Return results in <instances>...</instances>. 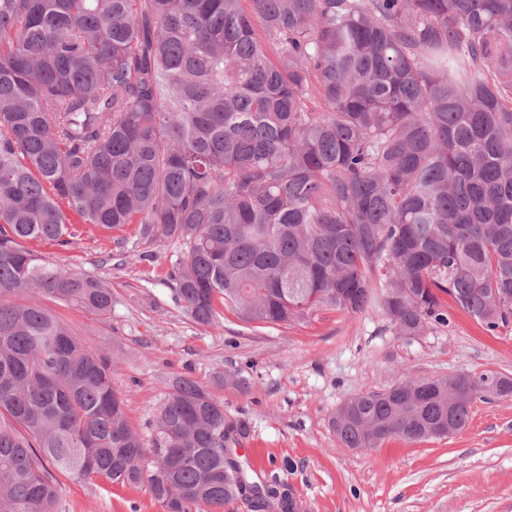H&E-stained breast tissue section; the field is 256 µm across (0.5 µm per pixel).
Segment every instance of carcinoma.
<instances>
[{
    "label": "carcinoma",
    "mask_w": 512,
    "mask_h": 512,
    "mask_svg": "<svg viewBox=\"0 0 512 512\" xmlns=\"http://www.w3.org/2000/svg\"><path fill=\"white\" fill-rule=\"evenodd\" d=\"M74 224L178 242L173 298L204 326L378 305L416 336L446 297L508 323L512 0H0V512H54L59 474L145 483L165 512H297L187 376L144 446L110 360L42 303L104 316L112 289L24 246ZM461 385L362 392L331 427L347 448L446 437Z\"/></svg>",
    "instance_id": "1"
}]
</instances>
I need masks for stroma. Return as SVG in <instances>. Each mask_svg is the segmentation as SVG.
Returning <instances> with one entry per match:
<instances>
[{"mask_svg":"<svg viewBox=\"0 0 512 512\" xmlns=\"http://www.w3.org/2000/svg\"><path fill=\"white\" fill-rule=\"evenodd\" d=\"M63 267L97 275L112 290V314L45 306L90 350L111 357L126 416L150 439L168 382L186 375L224 401L249 435L238 460L256 478L288 483L302 512H512V398L475 400L452 436L379 447H344L330 427L337 408L365 391L420 378L512 376V322L487 331L448 303V322L397 335L381 308L361 314L319 309L281 326L194 323L169 285L179 253L170 241L132 231L83 233L67 247L35 246ZM234 374L247 389L222 384ZM55 512H165L141 485L95 477L58 479Z\"/></svg>","mask_w":512,"mask_h":512,"instance_id":"35a3bbf8","label":"stroma"}]
</instances>
